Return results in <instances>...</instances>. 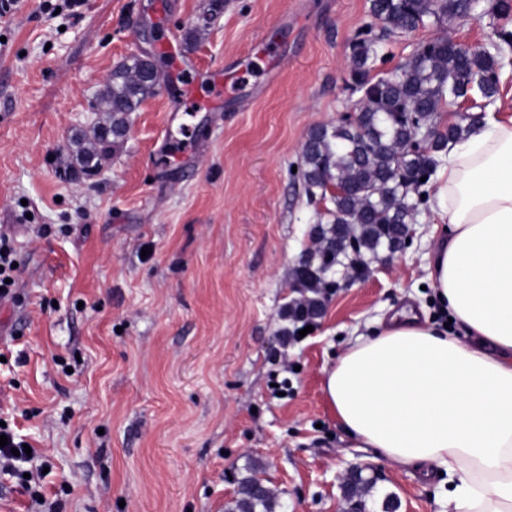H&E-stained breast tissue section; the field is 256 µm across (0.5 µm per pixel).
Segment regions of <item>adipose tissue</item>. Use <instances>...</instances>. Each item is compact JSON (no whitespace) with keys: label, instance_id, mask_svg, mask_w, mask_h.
I'll return each mask as SVG.
<instances>
[{"label":"adipose tissue","instance_id":"ef3b65f1","mask_svg":"<svg viewBox=\"0 0 512 512\" xmlns=\"http://www.w3.org/2000/svg\"><path fill=\"white\" fill-rule=\"evenodd\" d=\"M429 274L453 334L404 308L357 336L323 386L353 443L448 477V512H512V117L449 144Z\"/></svg>","mask_w":512,"mask_h":512}]
</instances>
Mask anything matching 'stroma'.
Returning a JSON list of instances; mask_svg holds the SVG:
<instances>
[{
    "instance_id": "obj_1",
    "label": "stroma",
    "mask_w": 512,
    "mask_h": 512,
    "mask_svg": "<svg viewBox=\"0 0 512 512\" xmlns=\"http://www.w3.org/2000/svg\"><path fill=\"white\" fill-rule=\"evenodd\" d=\"M85 0L0 21V230L16 301L0 304V421L39 455L33 501L0 475V512H225L249 467L276 512H351L349 465L377 479L365 512H446L441 475L355 447L323 392L353 339L405 307L440 312L424 283L437 216L373 275L340 284L312 332L283 342L292 270L327 205L292 171L308 131L349 112L348 46L369 0ZM385 40L382 71L447 36L487 45L490 12ZM157 54L165 82L130 116L93 180L67 175L68 138L112 69ZM287 383L286 394L277 386Z\"/></svg>"
}]
</instances>
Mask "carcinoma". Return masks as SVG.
<instances>
[{
    "instance_id": "carcinoma-1",
    "label": "carcinoma",
    "mask_w": 512,
    "mask_h": 512,
    "mask_svg": "<svg viewBox=\"0 0 512 512\" xmlns=\"http://www.w3.org/2000/svg\"><path fill=\"white\" fill-rule=\"evenodd\" d=\"M478 0H370V14L380 24L350 44L348 88L360 94L355 121L317 126L302 148L299 178L306 194L326 195L332 184L333 209L319 218L311 238L313 250L293 269L301 297L284 306L283 318L314 320L324 309L323 293L338 287L337 272L349 277L365 268L364 257L398 250L403 230L423 202L421 178L431 176L448 143L466 137L476 114L455 122L437 123L452 100L492 101L499 95L502 57L499 43L512 46V31H495L497 42L469 47L450 38L420 43L392 71L380 74L382 41L395 33H412L426 25L447 26L473 16ZM162 87L156 59L132 55L112 69L96 96V107L109 113L92 135H74L68 144L83 175L102 167L125 141L129 116ZM435 128L430 138L421 133ZM240 497L228 512H275L276 497L255 475L239 480ZM375 486L372 476L358 471L344 479L351 512H364L363 496Z\"/></svg>"
}]
</instances>
